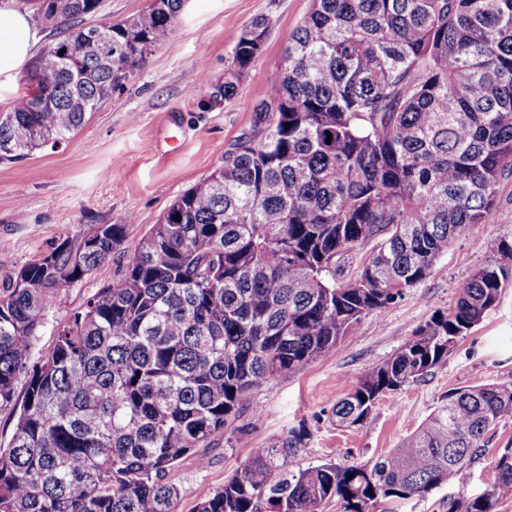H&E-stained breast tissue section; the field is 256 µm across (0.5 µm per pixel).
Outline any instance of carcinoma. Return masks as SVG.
I'll use <instances>...</instances> for the list:
<instances>
[{"instance_id": "cac0c4a2", "label": "carcinoma", "mask_w": 512, "mask_h": 512, "mask_svg": "<svg viewBox=\"0 0 512 512\" xmlns=\"http://www.w3.org/2000/svg\"><path fill=\"white\" fill-rule=\"evenodd\" d=\"M183 2L100 24L109 69L82 46L100 0H44L42 18L64 27L51 48L71 50L68 70L37 65L0 123V160L76 133L176 34ZM269 26L260 16L242 29L224 99L239 93ZM253 112L224 165L172 201L32 366L59 290L108 261L127 225H95L0 289V408L18 412L0 447V512H173L168 473L189 456L206 464L199 449L224 437L254 389L305 369L425 280L456 238L474 237L512 175V0H312ZM368 243L346 275L349 253ZM511 281L512 242L502 241L448 310L364 370L333 406L336 424H361L382 395L443 364ZM505 416L512 383L456 388L385 457L294 470L300 426L253 449L195 512H323L334 499L371 512L423 497L454 484ZM511 497L508 452L465 512Z\"/></svg>"}]
</instances>
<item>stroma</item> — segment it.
Here are the masks:
<instances>
[{
    "label": "stroma",
    "mask_w": 512,
    "mask_h": 512,
    "mask_svg": "<svg viewBox=\"0 0 512 512\" xmlns=\"http://www.w3.org/2000/svg\"><path fill=\"white\" fill-rule=\"evenodd\" d=\"M312 0H187L178 32L158 45L145 65L60 144L28 158L0 160V285L22 265L62 240L79 243L94 225L124 224L127 237L112 259L84 282L61 288L47 315L35 355L54 345L59 327L86 300L121 275L142 235L159 223L175 197L224 163V153L249 132L253 105L266 97L271 71ZM270 18L263 51L245 72L240 92L224 99V72L241 30ZM482 243L457 238L430 275L383 315L364 316L335 347L303 371L283 376L249 396L246 433L226 431L206 449L207 466L182 460L167 476L179 490L174 512H194L223 486L253 448L267 446L302 426L307 445L294 466L364 463L387 454L414 432L452 389L512 382V283L498 304L460 339L446 362L423 379L383 395L361 425L336 426L332 407L363 370L392 356L435 312L453 304L471 274L494 247L512 240V176L502 179ZM512 450V417L483 438V451L458 480L425 497L378 504L374 512H449L482 495L493 483L498 459Z\"/></svg>",
    "instance_id": "stroma-1"
}]
</instances>
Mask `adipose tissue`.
Masks as SVG:
<instances>
[{
	"label": "adipose tissue",
	"instance_id": "ef3b65f1",
	"mask_svg": "<svg viewBox=\"0 0 512 512\" xmlns=\"http://www.w3.org/2000/svg\"><path fill=\"white\" fill-rule=\"evenodd\" d=\"M39 36L27 13L0 0V85L12 81L31 58Z\"/></svg>",
	"mask_w": 512,
	"mask_h": 512
}]
</instances>
